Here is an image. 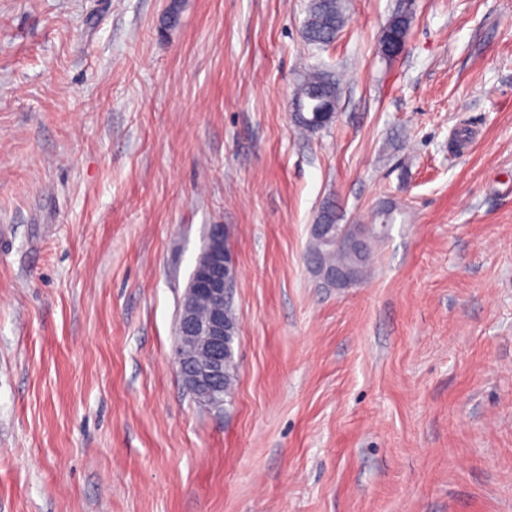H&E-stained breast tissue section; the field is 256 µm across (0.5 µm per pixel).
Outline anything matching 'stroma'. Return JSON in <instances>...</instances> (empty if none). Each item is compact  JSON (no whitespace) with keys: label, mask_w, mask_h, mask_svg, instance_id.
Wrapping results in <instances>:
<instances>
[{"label":"stroma","mask_w":512,"mask_h":512,"mask_svg":"<svg viewBox=\"0 0 512 512\" xmlns=\"http://www.w3.org/2000/svg\"><path fill=\"white\" fill-rule=\"evenodd\" d=\"M0 0V512H512V0ZM333 71L334 122L288 102ZM371 275L305 264L326 202ZM236 375L174 365L209 225ZM346 22L343 0H311L302 27V37L310 45H330L336 40ZM412 19L413 17L410 10L407 8L401 9V7L391 16L380 36V43L383 47V51L388 49L389 44H392L402 38L405 39L406 31L408 30L409 24L412 23ZM381 45L379 44V50L382 52ZM382 55L385 57H392V55L386 53V51ZM338 100V83L334 73L318 68L306 72L289 101L294 126L303 133H317L328 128L333 122L320 124L318 116L314 118L311 113L336 112ZM311 258L306 257V264L310 266L312 272L320 273L323 278L328 282L332 288H349L352 285L357 284L358 274L353 267H336V269L328 268L324 269L323 266L317 264H311Z\"/></svg>","instance_id":"obj_1"}]
</instances>
